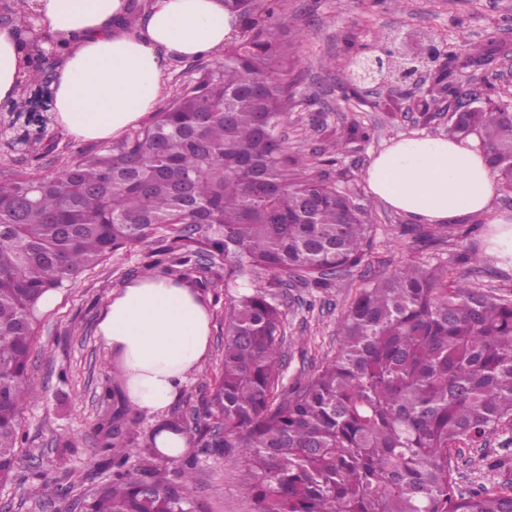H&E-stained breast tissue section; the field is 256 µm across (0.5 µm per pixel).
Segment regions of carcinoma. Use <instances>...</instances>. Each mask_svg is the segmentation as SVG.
Wrapping results in <instances>:
<instances>
[{
  "mask_svg": "<svg viewBox=\"0 0 512 512\" xmlns=\"http://www.w3.org/2000/svg\"><path fill=\"white\" fill-rule=\"evenodd\" d=\"M242 40L185 85L150 122L95 152L80 150L55 175L0 176V481L14 476L24 406L38 392L29 364L46 295L115 251L148 242L167 275L192 279L232 254L224 287L263 275L231 296L220 379L202 408L192 447L235 452L257 512H512V298L406 267L359 289L342 314L334 357L303 384L283 388L279 289L311 288L358 266L370 241L354 193L310 171L280 127L294 59L279 42L280 0H224ZM482 45L452 51L425 112L457 100L448 134L480 137L499 185L512 191V113L491 91L457 89L453 65L479 64ZM35 66L29 85H51ZM23 154L57 148L39 122L6 142ZM136 418L100 425L112 479L84 512H199L188 473L170 481L133 472L126 438ZM501 438L483 456L498 489L457 491L463 447Z\"/></svg>",
  "mask_w": 512,
  "mask_h": 512,
  "instance_id": "cac0c4a2",
  "label": "carcinoma"
}]
</instances>
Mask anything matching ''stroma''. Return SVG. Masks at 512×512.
Masks as SVG:
<instances>
[{"label":"stroma","mask_w":512,"mask_h":512,"mask_svg":"<svg viewBox=\"0 0 512 512\" xmlns=\"http://www.w3.org/2000/svg\"><path fill=\"white\" fill-rule=\"evenodd\" d=\"M282 5L283 34L293 47L294 67L288 76L293 99L281 133L289 148L312 162L335 155L336 163L326 167V175L355 192L371 222V245L360 266L322 288L296 284L282 289L287 331L284 381L290 384L307 379L322 361L334 356L339 320L366 277H384L408 265L427 269L444 264L483 289L512 296V267L499 265L487 249L486 216H468L449 225L447 239L428 246L404 233L407 216L376 199L367 187L366 169L375 155L404 136L447 134V114H433L429 123H422L416 106L423 86L399 84L372 93L351 90L341 72L330 73L323 67L332 57L347 62L356 52L376 50L379 33L389 30L429 31L443 51L452 44L491 41L512 54V0H409L403 11L394 0H283ZM354 123L368 129V138L351 141L344 152H336V139ZM50 132L61 143L55 153L23 161L1 146L0 171L23 167L55 174L72 160L75 150L97 147L57 124ZM162 244L158 234L112 254L61 288L43 309L29 367L39 392L23 412L20 460L12 482L0 487V512H79L82 498L111 477L110 469L93 471L87 466L90 458L101 454L99 424L121 402L113 388L107 352L96 334L97 322L108 296L141 276ZM462 255L470 256V263H459ZM236 263L230 256L202 273L214 283L206 294L213 313L211 352L169 408L191 427L219 373L224 309L231 296L223 288L224 268ZM152 427V418L139 417L129 464L178 479V463L145 453L142 443ZM245 474L243 462L234 458L199 456L191 475L203 512H255L254 502L241 490ZM43 476L61 487L60 498L50 501L41 496Z\"/></svg>","instance_id":"1"}]
</instances>
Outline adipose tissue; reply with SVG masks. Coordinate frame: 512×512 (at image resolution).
Here are the masks:
<instances>
[{
	"label": "adipose tissue",
	"instance_id": "ef3b65f1",
	"mask_svg": "<svg viewBox=\"0 0 512 512\" xmlns=\"http://www.w3.org/2000/svg\"><path fill=\"white\" fill-rule=\"evenodd\" d=\"M127 0H36L43 34L67 41L57 70L60 126L84 140L119 138L161 94L169 64L221 49L238 27L224 0H151L134 28ZM30 61L15 29H0V102L17 99ZM372 195L427 224L490 217L488 248L512 264V217L495 216V178L485 154L450 136H411L378 153L366 170ZM212 312L199 291L147 275L112 292L97 336L114 357L121 393L135 414L164 412L211 351Z\"/></svg>",
	"mask_w": 512,
	"mask_h": 512
}]
</instances>
